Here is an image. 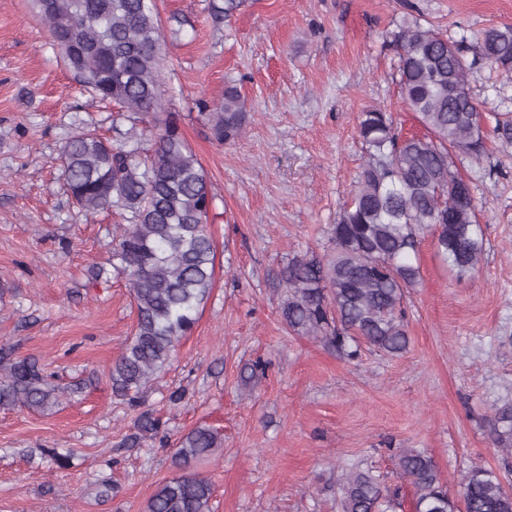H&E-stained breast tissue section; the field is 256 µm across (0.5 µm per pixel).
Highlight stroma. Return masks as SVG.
Segmentation results:
<instances>
[{
  "label": "stroma",
  "instance_id": "stroma-1",
  "mask_svg": "<svg viewBox=\"0 0 512 512\" xmlns=\"http://www.w3.org/2000/svg\"><path fill=\"white\" fill-rule=\"evenodd\" d=\"M157 5L165 104L214 194L215 282L133 407L113 395L109 367L134 305L124 275L92 277L123 217L72 204L60 149L81 119L111 140L120 129L147 134L151 121L93 105L29 0H0V345L65 389L47 412L0 407V512H145L175 473L173 444L199 426L223 439L196 465L212 483V512H337L342 468L392 482L403 448L425 451L456 499L472 466L512 479V452L488 432L495 407L512 401V144L494 129L495 114L512 113L511 74L474 69L487 153L481 165L456 164L472 182L484 255L456 276L425 235L421 278L404 299L406 353L364 346L351 360L289 333L275 279L293 255L330 250L363 163L361 112L381 107L403 134L424 132L401 97L388 32L415 10L472 42L512 24V0H243L223 19L212 0ZM231 84L248 120L221 145L197 102H221ZM257 361L266 369L254 376ZM144 412L167 444H126ZM47 448L71 451L70 466L52 464Z\"/></svg>",
  "mask_w": 512,
  "mask_h": 512
}]
</instances>
